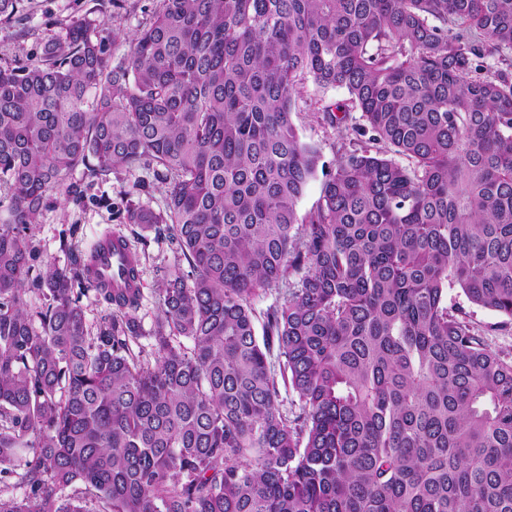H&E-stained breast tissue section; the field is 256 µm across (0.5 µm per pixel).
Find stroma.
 <instances>
[{"label": "stroma", "mask_w": 512, "mask_h": 512, "mask_svg": "<svg viewBox=\"0 0 512 512\" xmlns=\"http://www.w3.org/2000/svg\"><path fill=\"white\" fill-rule=\"evenodd\" d=\"M161 6V0H23V8L15 17L0 19V66L36 61L45 42L65 38L77 19L89 21L91 34L105 38L112 62H119L132 36L149 24ZM346 98L344 90L323 92L310 84L293 114L301 140L316 146L321 164L327 166L334 165L338 157L340 136L320 121L317 111L322 104ZM71 180L79 185L80 196L51 195L37 224L30 227L35 273H44L51 264L65 267L70 262V248L85 249L105 227L119 228L142 255L143 299L137 316L143 329H150L157 313L155 290L176 261V246L165 231L127 223L126 210L132 203L161 208L165 183L150 169L122 166L99 180L87 177L79 168ZM448 304L466 312L471 324L485 332L492 349L512 347V326L503 327V315L473 305L456 286L448 289Z\"/></svg>", "instance_id": "obj_1"}]
</instances>
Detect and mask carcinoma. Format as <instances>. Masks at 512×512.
<instances>
[{
    "label": "carcinoma",
    "instance_id": "cac0c4a2",
    "mask_svg": "<svg viewBox=\"0 0 512 512\" xmlns=\"http://www.w3.org/2000/svg\"><path fill=\"white\" fill-rule=\"evenodd\" d=\"M309 83L352 108L301 219ZM117 165L167 184L126 210L177 247L146 334L90 286L118 229L25 288L47 197ZM0 190V512H512V351L447 302L512 319V0H163L115 65L76 20L0 67ZM298 277L290 276L279 283L278 286L267 291L266 294H262L256 297L254 300V307L259 315L260 312L265 311L266 308L276 302L282 303L288 298L289 289L296 288L298 286Z\"/></svg>",
    "mask_w": 512,
    "mask_h": 512
}]
</instances>
